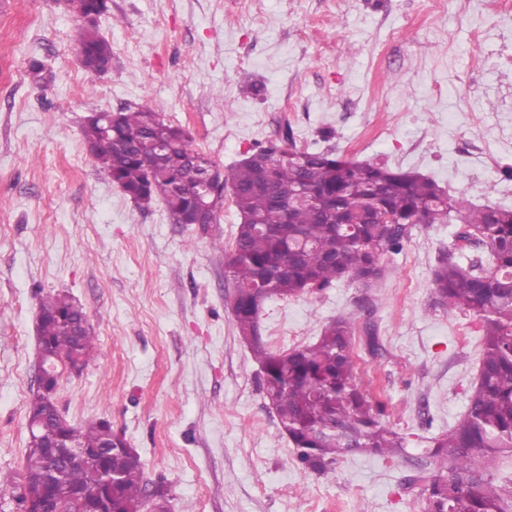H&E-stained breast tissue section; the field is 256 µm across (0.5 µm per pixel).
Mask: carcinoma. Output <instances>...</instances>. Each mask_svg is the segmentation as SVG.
<instances>
[{
	"mask_svg": "<svg viewBox=\"0 0 512 512\" xmlns=\"http://www.w3.org/2000/svg\"><path fill=\"white\" fill-rule=\"evenodd\" d=\"M87 69L95 72L112 60V47L97 28H82ZM28 77L48 86L52 74L33 59ZM82 137L90 154L140 209L161 201L170 215L198 216L195 182L211 159L194 147L185 130L148 103L116 111L112 130L85 123ZM240 223L226 263L233 284L232 311L239 336L260 366L265 398L277 407L282 433L296 465L322 472L342 456L368 453L384 459L407 454L406 438L382 423L386 406L356 383L353 323L338 317L324 326L313 344L286 351L263 340L256 300L288 299L322 291L341 282L370 287L384 269L380 258L397 253L416 224L457 222L458 240L487 251V260L468 265L450 252L433 271L437 302L455 311L477 313L484 321L478 376L464 417L448 433L431 439L424 466L438 473L423 478V512H508L512 485L490 473L494 459L512 451V208L472 206L462 195L444 192L418 171L393 169L370 161H350L332 151L289 145H258L224 169ZM312 203L290 201L298 188ZM213 224L216 213L201 216ZM67 294L38 301V337L63 363L87 364L94 336H74L60 317L78 316ZM28 416L51 431L62 429L82 448H99L106 430L101 422L71 424L58 413L56 398L40 390L28 402ZM49 460L37 438L28 441L21 476L19 512H33L30 498L43 485ZM107 471L117 475L116 512H138L147 497L143 463L134 448L112 451ZM104 479L97 466L63 472L64 485L88 492Z\"/></svg>",
	"mask_w": 512,
	"mask_h": 512,
	"instance_id": "1",
	"label": "carcinoma"
}]
</instances>
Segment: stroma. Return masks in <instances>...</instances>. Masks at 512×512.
I'll return each mask as SVG.
<instances>
[{"instance_id": "1", "label": "stroma", "mask_w": 512, "mask_h": 512, "mask_svg": "<svg viewBox=\"0 0 512 512\" xmlns=\"http://www.w3.org/2000/svg\"><path fill=\"white\" fill-rule=\"evenodd\" d=\"M108 5L98 30L112 63L94 74L61 0H0V473L22 472L38 299L61 292L96 350L81 374L62 373L57 404L72 424L110 422L148 487L167 488L169 512H422L412 458L463 417L479 369L480 316L448 314L432 285L458 225L413 226L373 287L264 303L274 350L351 318L357 381L409 440L406 461L356 453L305 473L233 320L231 199L205 227L174 223L159 201L141 210L87 152L82 124L92 109L147 102L224 167L289 134L512 208L498 190L512 165V0H450L440 13L430 0ZM33 58L53 74L42 91L27 76ZM248 81L260 97L242 94Z\"/></svg>"}]
</instances>
